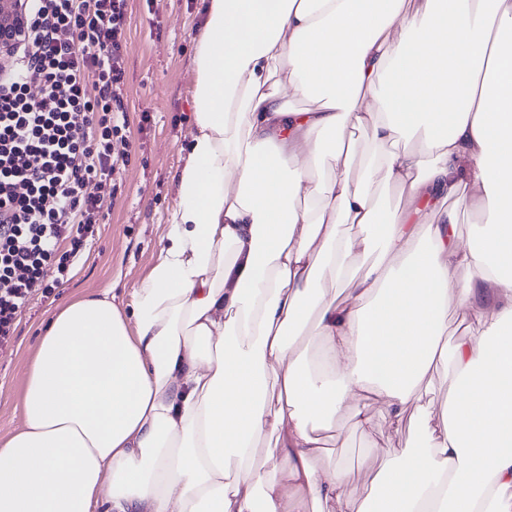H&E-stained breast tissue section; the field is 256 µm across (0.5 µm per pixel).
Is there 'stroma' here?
<instances>
[{"label":"stroma","instance_id":"obj_1","mask_svg":"<svg viewBox=\"0 0 512 512\" xmlns=\"http://www.w3.org/2000/svg\"><path fill=\"white\" fill-rule=\"evenodd\" d=\"M202 0H128L123 44L124 81L117 93L129 116L131 158L100 190L102 222L71 278L45 299L32 302L10 344L0 346V437L22 423L20 399L26 369L50 316L70 299L110 292L123 314H131L134 290L155 262L168 233L175 199L173 175L186 155L190 134L193 73L190 62ZM411 422L400 430L379 426L371 438L337 416L327 435L320 468L337 460L370 484L380 456L405 447Z\"/></svg>","mask_w":512,"mask_h":512}]
</instances>
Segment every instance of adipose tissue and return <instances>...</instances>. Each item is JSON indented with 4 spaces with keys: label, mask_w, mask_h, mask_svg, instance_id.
Here are the masks:
<instances>
[{
    "label": "adipose tissue",
    "mask_w": 512,
    "mask_h": 512,
    "mask_svg": "<svg viewBox=\"0 0 512 512\" xmlns=\"http://www.w3.org/2000/svg\"><path fill=\"white\" fill-rule=\"evenodd\" d=\"M192 71L169 244L131 316L86 296L50 318L0 440V512H512V0H202ZM350 128L371 141L360 187ZM464 184L478 251L443 206ZM461 268L507 303L451 345L449 303L478 309ZM411 405L420 443L368 490L316 466L337 415L368 437ZM448 379L442 370H433L428 376L427 394L424 402L431 411V424L435 425L441 421L446 410L448 399Z\"/></svg>",
    "instance_id": "adipose-tissue-1"
}]
</instances>
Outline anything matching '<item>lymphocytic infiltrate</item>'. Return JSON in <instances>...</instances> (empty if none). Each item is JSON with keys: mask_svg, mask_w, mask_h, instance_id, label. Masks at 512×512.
I'll return each instance as SVG.
<instances>
[{"mask_svg": "<svg viewBox=\"0 0 512 512\" xmlns=\"http://www.w3.org/2000/svg\"><path fill=\"white\" fill-rule=\"evenodd\" d=\"M126 0H34L29 42L0 88V346L51 285L69 279L100 222L88 183L128 162L123 81ZM38 87L41 99L29 94Z\"/></svg>", "mask_w": 512, "mask_h": 512, "instance_id": "lymphocytic-infiltrate-1", "label": "lymphocytic infiltrate"}]
</instances>
